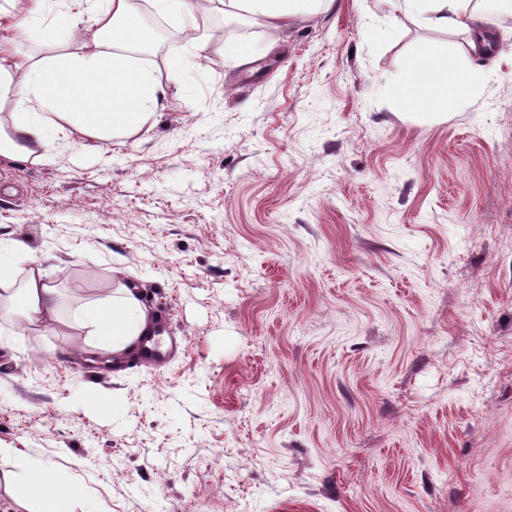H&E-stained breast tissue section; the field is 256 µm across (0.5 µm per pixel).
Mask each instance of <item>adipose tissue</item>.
I'll use <instances>...</instances> for the list:
<instances>
[{
	"instance_id": "adipose-tissue-1",
	"label": "adipose tissue",
	"mask_w": 512,
	"mask_h": 512,
	"mask_svg": "<svg viewBox=\"0 0 512 512\" xmlns=\"http://www.w3.org/2000/svg\"><path fill=\"white\" fill-rule=\"evenodd\" d=\"M46 0H13L22 21L46 22L49 30L74 28L86 11L87 0H60L51 17H44ZM92 23L86 27L79 52L48 56L28 62L7 40L0 41V103L15 109L10 133L0 134V154L42 158L43 151L67 129L95 139L121 130L135 133L162 105L161 82L141 69L131 56L147 46L151 33L134 12L131 0H99ZM333 0H175L188 15L195 44H203V19L210 11H240L277 31L289 21L329 9ZM387 18L408 17L421 25L467 38L469 60L465 67L438 64L423 52L406 67L394 88L395 97L425 103L444 115L479 94L491 79L489 71L474 66L478 57L491 53L486 4L512 12V0H379ZM17 314L32 328L61 322L59 294L41 269L31 266L22 288L14 295ZM83 326L101 337L116 354L135 351L140 337L148 335L153 321L137 287L113 290L108 306L86 307ZM66 489L45 470L33 468L18 495L19 503L35 498L40 512H64Z\"/></svg>"
}]
</instances>
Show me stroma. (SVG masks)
Wrapping results in <instances>:
<instances>
[{
	"instance_id": "1",
	"label": "stroma",
	"mask_w": 512,
	"mask_h": 512,
	"mask_svg": "<svg viewBox=\"0 0 512 512\" xmlns=\"http://www.w3.org/2000/svg\"><path fill=\"white\" fill-rule=\"evenodd\" d=\"M145 2L150 127L0 156V240L28 247L0 282L37 263L65 319L0 309V512L30 460L67 512H512V25L442 116L392 89L461 35L376 0L276 32L216 13L200 48ZM127 280L179 343L161 366L101 367L73 325Z\"/></svg>"
}]
</instances>
